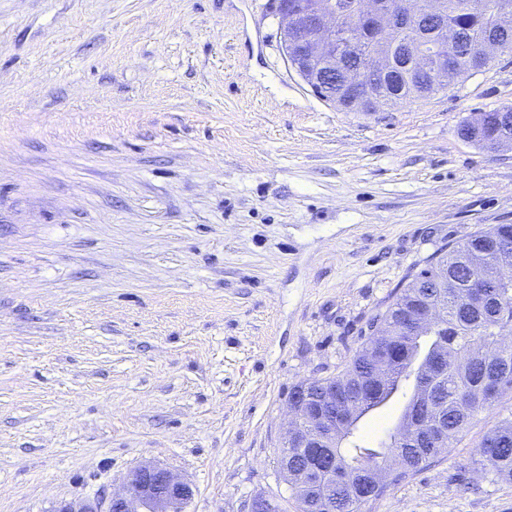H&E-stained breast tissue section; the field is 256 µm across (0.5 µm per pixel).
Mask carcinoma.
<instances>
[{
    "label": "carcinoma",
    "mask_w": 512,
    "mask_h": 512,
    "mask_svg": "<svg viewBox=\"0 0 512 512\" xmlns=\"http://www.w3.org/2000/svg\"><path fill=\"white\" fill-rule=\"evenodd\" d=\"M494 2L446 0L448 24L475 43L488 31ZM491 60L481 53L461 55L448 85L481 71ZM386 91L388 99L404 103L438 89L401 74ZM461 135L481 147L512 138V108L488 112L478 136L464 123ZM509 257L512 224L476 231L440 250L374 317L366 342L348 366L325 379L344 399L336 402V435H324L336 455V475L312 476L313 495L331 491L338 512H361L359 493L378 497L430 465L482 412L512 392V347L500 345L501 333L512 332V279L493 277ZM432 306L441 308L443 323L415 330L417 317ZM391 325L395 335H382ZM407 382L412 392L393 432L374 448L362 446L356 434L359 420ZM493 386L497 391L492 395ZM479 454L492 479L512 480V413L484 436Z\"/></svg>",
    "instance_id": "cac0c4a2"
}]
</instances>
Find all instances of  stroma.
Here are the masks:
<instances>
[{"instance_id":"1","label":"stroma","mask_w":512,"mask_h":512,"mask_svg":"<svg viewBox=\"0 0 512 512\" xmlns=\"http://www.w3.org/2000/svg\"><path fill=\"white\" fill-rule=\"evenodd\" d=\"M273 0H0V512L154 462L185 512H298L288 394L341 373L443 247L512 224V53L347 112L287 63ZM405 397L364 416L367 446ZM504 394L361 512H512L477 448ZM486 120L484 123V113H480L478 117L470 122L472 130L479 132V136H473L470 132L469 123L464 122L461 128V135L466 139L472 140L475 144L486 147L489 143L497 141L501 138H512V108L494 109L486 112Z\"/></svg>"}]
</instances>
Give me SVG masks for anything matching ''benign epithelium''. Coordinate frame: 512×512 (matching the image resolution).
Instances as JSON below:
<instances>
[{
  "label": "benign epithelium",
  "mask_w": 512,
  "mask_h": 512,
  "mask_svg": "<svg viewBox=\"0 0 512 512\" xmlns=\"http://www.w3.org/2000/svg\"><path fill=\"white\" fill-rule=\"evenodd\" d=\"M410 0H367L362 10L350 12L335 0H277L282 24V48L287 61L309 85L320 88L341 72L347 94L366 96L365 76L385 77L394 53L411 51V68L432 85L444 84L455 65L456 52L464 37L448 30L442 0H430L427 11L415 13ZM371 37L358 54L351 35L363 29ZM280 457L288 462L292 449L288 438L302 427L314 429L328 420L319 409L304 414L295 406ZM310 468L322 472L335 469V458L316 449L309 457ZM194 495L191 485L171 470L155 464L136 467L120 490H100L93 498L75 499L56 512H184Z\"/></svg>",
  "instance_id": "obj_1"
}]
</instances>
